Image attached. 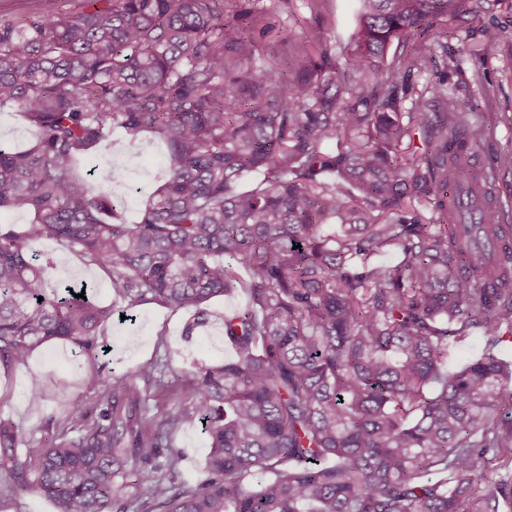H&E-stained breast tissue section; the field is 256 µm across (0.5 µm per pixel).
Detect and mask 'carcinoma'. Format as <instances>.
I'll use <instances>...</instances> for the list:
<instances>
[{"mask_svg":"<svg viewBox=\"0 0 512 512\" xmlns=\"http://www.w3.org/2000/svg\"><path fill=\"white\" fill-rule=\"evenodd\" d=\"M0 15V109L21 112L27 148L0 146V369L65 340L91 352L112 308L192 313L240 285L220 316L234 357L191 363L173 380L143 364L96 374L101 408L75 402L40 448L0 421V470L57 512H498L512 475V242L489 175L471 162L482 126L448 100L427 33L459 0H356L341 51L308 31L288 79L257 73L240 0H68ZM412 51H404L410 39ZM163 141V183L129 224L100 158L112 130ZM260 180L247 188L246 176ZM470 195L459 218L455 199ZM108 277L112 302L43 287L44 240ZM393 255L392 263L378 257ZM248 273L240 279L238 269ZM480 330L481 355L457 370L449 350ZM154 386L190 401L144 417ZM203 423L205 477L172 481L170 444Z\"/></svg>","mask_w":512,"mask_h":512,"instance_id":"obj_1","label":"carcinoma"}]
</instances>
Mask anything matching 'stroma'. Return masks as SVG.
Segmentation results:
<instances>
[{
    "label": "stroma",
    "mask_w": 512,
    "mask_h": 512,
    "mask_svg": "<svg viewBox=\"0 0 512 512\" xmlns=\"http://www.w3.org/2000/svg\"><path fill=\"white\" fill-rule=\"evenodd\" d=\"M254 7V24L270 28L252 60L259 71L274 69L285 74L298 67L301 59L296 47L308 29L322 28L335 46L347 43L354 28L352 0H255ZM491 22L512 29V0H465L455 17L429 32L432 41L445 46L447 56L457 57V68L446 69L447 56H439L423 77L428 80L447 73L448 95L459 111L477 113L486 127V139L474 162L493 170L495 192L506 220L512 222V170L497 168L494 163L496 154L512 152V39L487 42L483 30ZM99 151L124 167L130 189L124 216L128 222H135L143 203L160 183L165 147L149 134L133 141L116 130L101 143ZM39 249L56 262V284L85 281L93 286L100 303H110L103 271L85 265L61 243L45 241ZM188 318L186 312L148 304L124 317L113 314L100 330L96 356H87L63 341L36 348L26 363L0 373V419L24 431L26 447L37 448L44 442L50 416H63L76 401L100 403L101 391L90 382L93 373H131L141 364L151 363L157 374L169 379L189 361L220 364L232 358L233 351L216 325L184 336ZM35 388L42 394L38 403L30 397ZM172 443L182 453L180 480L192 483L202 478L208 448L200 424H184Z\"/></svg>",
    "instance_id": "stroma-1"
}]
</instances>
